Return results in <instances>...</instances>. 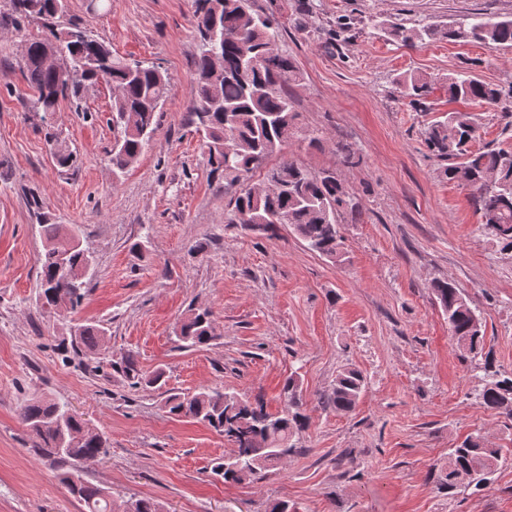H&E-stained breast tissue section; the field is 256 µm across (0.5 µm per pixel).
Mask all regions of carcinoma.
<instances>
[{
  "label": "carcinoma",
  "mask_w": 512,
  "mask_h": 512,
  "mask_svg": "<svg viewBox=\"0 0 512 512\" xmlns=\"http://www.w3.org/2000/svg\"><path fill=\"white\" fill-rule=\"evenodd\" d=\"M64 9L65 0H0V27L10 25L20 33L24 20L37 18L47 28L42 37L24 41L22 72L33 111L51 114L59 101L77 102L102 80L112 86V125L120 132L109 156L112 171L123 173L155 133L169 79L158 66L112 53L83 27L73 24L56 29L55 19ZM193 19L201 48L195 60L189 111L206 140L210 173L224 181V223L249 231L257 227L274 235L277 218L282 216L311 251L341 260V217L356 213V207L336 174L328 169L312 174L290 158L267 167L268 160L297 132L288 87L300 80V71L280 46V24L273 15L255 11L252 0H195ZM215 24L224 30V41L212 44L204 39V31ZM393 35L406 44L438 35L488 48L512 46V19L484 18L440 30L431 25L396 27ZM247 59H256L258 64L246 69ZM399 84L414 104L422 103L433 89L431 79L416 73L402 76ZM445 89L451 99L477 101L494 109L512 104V88L506 91L469 71L448 76ZM476 131L471 113L455 111L431 122L423 136L428 149L448 161L445 178L469 189L473 206L485 218L486 234L501 250L512 252V152L471 150ZM262 169L271 188L254 194L248 180ZM490 178L499 182L492 191L486 188ZM38 218L45 239L44 251L37 258L43 305L73 312L86 294V256L83 249L72 246L78 234L64 230L45 212L38 213ZM61 253L66 254L64 269L60 268ZM432 290L448 317L452 338L468 353H482L485 333L472 301L448 281L434 282ZM177 336L189 346L210 343L214 340L210 313L189 310ZM103 339L104 331L92 325L80 327L75 334L76 344L91 353L100 349ZM484 371L480 403L512 418V373L494 370L487 361ZM364 385L361 371L343 369L328 393L329 406L338 413L352 412L353 398L361 395ZM224 396L219 390L203 389L192 395L172 393L165 401L169 414L202 422L233 443L234 454L213 466L224 481L262 479L276 463L258 454L261 448H285L289 456L297 452L293 438L308 422L297 377L291 375L285 381L283 408L275 414L267 412L259 399L252 402L239 396L227 401ZM65 412V405L35 395L21 406L18 418L35 439L40 455L61 465L60 480L87 512H162L151 498L118 506L107 489L80 479L75 467L104 456L106 438L74 412L58 424ZM502 458V449L480 436H469L449 449L448 472L440 478V485L450 493L462 486L478 490Z\"/></svg>",
  "instance_id": "obj_1"
}]
</instances>
